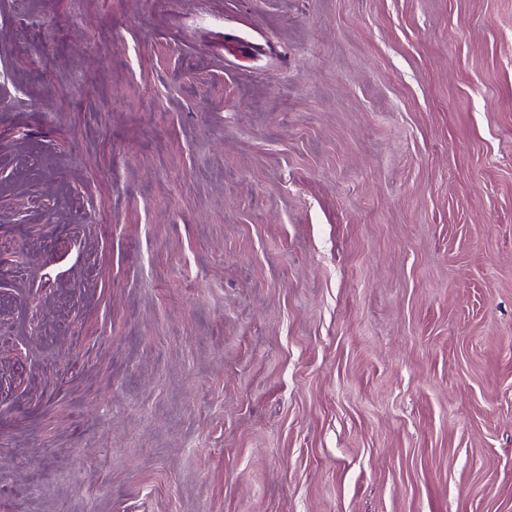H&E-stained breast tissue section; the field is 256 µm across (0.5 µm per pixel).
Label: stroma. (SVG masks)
<instances>
[{"label":"stroma","mask_w":512,"mask_h":512,"mask_svg":"<svg viewBox=\"0 0 512 512\" xmlns=\"http://www.w3.org/2000/svg\"><path fill=\"white\" fill-rule=\"evenodd\" d=\"M0 512H512V0H0Z\"/></svg>","instance_id":"stroma-1"}]
</instances>
